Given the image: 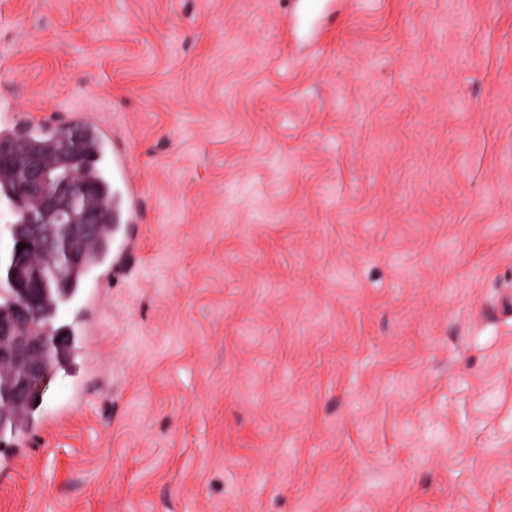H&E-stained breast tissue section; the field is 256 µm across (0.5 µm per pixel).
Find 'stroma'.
<instances>
[{
  "label": "stroma",
  "instance_id": "stroma-1",
  "mask_svg": "<svg viewBox=\"0 0 512 512\" xmlns=\"http://www.w3.org/2000/svg\"><path fill=\"white\" fill-rule=\"evenodd\" d=\"M293 3L0 0L144 212L0 512H512V0Z\"/></svg>",
  "mask_w": 512,
  "mask_h": 512
}]
</instances>
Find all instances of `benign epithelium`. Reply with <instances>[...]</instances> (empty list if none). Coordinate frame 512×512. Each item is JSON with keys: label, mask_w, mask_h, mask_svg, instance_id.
Listing matches in <instances>:
<instances>
[{"label": "benign epithelium", "mask_w": 512, "mask_h": 512, "mask_svg": "<svg viewBox=\"0 0 512 512\" xmlns=\"http://www.w3.org/2000/svg\"><path fill=\"white\" fill-rule=\"evenodd\" d=\"M0 161L21 172L19 199L36 198L37 213L24 212L11 228L14 273L10 279L15 297V316L0 323V364L13 365L23 372L6 400L18 405L28 395L34 378L39 376L41 352L55 344L52 336L37 332L33 316L38 306L44 275L31 263L28 254L36 249L54 250L60 261L54 267V278L62 280L68 269L81 260L73 241L94 234L100 225V212L81 206L86 189L71 177L69 162L61 158L50 166L35 154H0ZM24 248H19V245Z\"/></svg>", "instance_id": "1"}]
</instances>
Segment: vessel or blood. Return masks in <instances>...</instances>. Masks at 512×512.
<instances>
[{
  "mask_svg": "<svg viewBox=\"0 0 512 512\" xmlns=\"http://www.w3.org/2000/svg\"><path fill=\"white\" fill-rule=\"evenodd\" d=\"M11 102L0 103V139L17 140L26 138L51 137L54 129L41 123L25 127L17 126L11 114ZM80 125L89 128L96 141L98 171L110 185L112 198L108 207L112 214V226L106 247L98 264L76 280V290L81 294V304L77 316H84L92 310L100 288L108 283L124 265L134 249V226L142 216V192L133 166L124 148L104 129L95 126L88 115H80ZM45 425L37 406H29L25 411V425L19 430L13 449L0 455V470H15L27 453V438Z\"/></svg>",
  "mask_w": 512,
  "mask_h": 512,
  "instance_id": "b4317fda",
  "label": "vessel or blood"
}]
</instances>
